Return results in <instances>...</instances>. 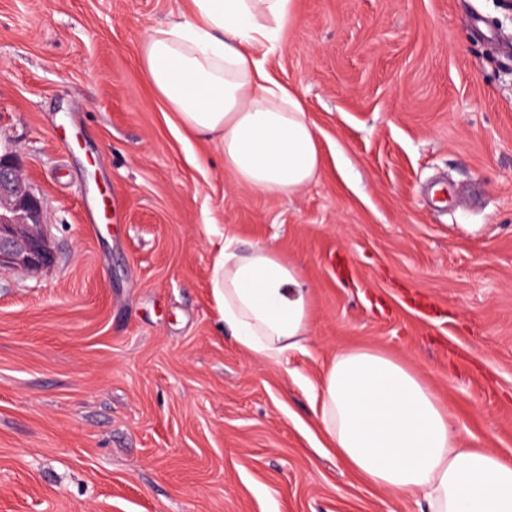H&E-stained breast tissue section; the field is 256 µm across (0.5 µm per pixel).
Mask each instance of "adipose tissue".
<instances>
[{
    "label": "adipose tissue",
    "mask_w": 512,
    "mask_h": 512,
    "mask_svg": "<svg viewBox=\"0 0 512 512\" xmlns=\"http://www.w3.org/2000/svg\"><path fill=\"white\" fill-rule=\"evenodd\" d=\"M296 0H188L152 29L143 75L189 135L214 143L237 182L292 195L316 177L320 149L300 97L265 69ZM211 296L231 336L279 360L311 329L309 290L269 247L221 246ZM319 420L341 462L368 485L429 512H512V461L464 447L452 412L404 364L369 349L337 352L317 387Z\"/></svg>",
    "instance_id": "ef3b65f1"
}]
</instances>
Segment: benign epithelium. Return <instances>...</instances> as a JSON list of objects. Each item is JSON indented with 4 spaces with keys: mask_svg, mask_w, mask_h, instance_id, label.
I'll return each mask as SVG.
<instances>
[{
    "mask_svg": "<svg viewBox=\"0 0 512 512\" xmlns=\"http://www.w3.org/2000/svg\"><path fill=\"white\" fill-rule=\"evenodd\" d=\"M52 263L42 203L14 160L0 155V268L33 273Z\"/></svg>",
    "mask_w": 512,
    "mask_h": 512,
    "instance_id": "obj_1",
    "label": "benign epithelium"
}]
</instances>
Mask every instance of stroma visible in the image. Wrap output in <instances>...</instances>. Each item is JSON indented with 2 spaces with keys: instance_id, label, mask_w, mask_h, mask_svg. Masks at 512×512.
<instances>
[{
  "instance_id": "1",
  "label": "stroma",
  "mask_w": 512,
  "mask_h": 512,
  "mask_svg": "<svg viewBox=\"0 0 512 512\" xmlns=\"http://www.w3.org/2000/svg\"><path fill=\"white\" fill-rule=\"evenodd\" d=\"M186 0H0V152L52 267L0 269V512H422L328 448L336 351L416 370L466 444L512 459V0H297L267 69L321 171L260 195L145 84ZM300 267L279 361L210 298L224 239Z\"/></svg>"
}]
</instances>
